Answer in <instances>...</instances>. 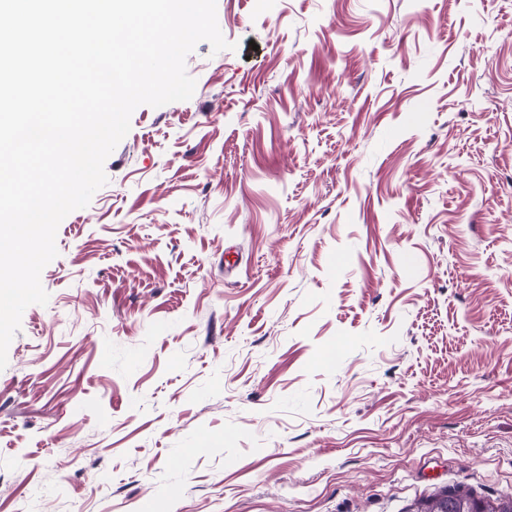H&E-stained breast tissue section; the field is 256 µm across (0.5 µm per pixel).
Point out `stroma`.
Segmentation results:
<instances>
[{
	"mask_svg": "<svg viewBox=\"0 0 512 512\" xmlns=\"http://www.w3.org/2000/svg\"><path fill=\"white\" fill-rule=\"evenodd\" d=\"M0 371V512L512 494V0H216Z\"/></svg>",
	"mask_w": 512,
	"mask_h": 512,
	"instance_id": "35a3bbf8",
	"label": "stroma"
}]
</instances>
